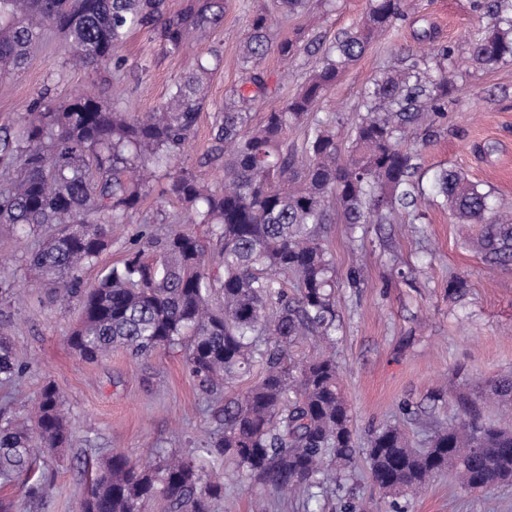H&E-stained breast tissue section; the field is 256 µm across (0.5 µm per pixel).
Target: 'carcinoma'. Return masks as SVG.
<instances>
[{
	"label": "carcinoma",
	"instance_id": "1",
	"mask_svg": "<svg viewBox=\"0 0 512 512\" xmlns=\"http://www.w3.org/2000/svg\"><path fill=\"white\" fill-rule=\"evenodd\" d=\"M405 0H371L365 18L342 32L301 90L252 123V110L274 98L261 68L270 50V22L253 14L243 45L245 76L224 103L211 131L208 158L224 160V186L208 188L174 161L189 146L216 55L200 56L167 100L130 120L119 106L77 95L52 104L33 100L15 127H0V226H20L40 239L28 255L31 287L48 288L80 307L69 342L83 360L121 347L135 358L187 344L185 362L207 392L233 387L255 366L262 377L224 399L217 429L200 451L231 460L260 483L313 498L355 471L357 448L341 393L334 346L336 271L321 240L329 200L344 222L383 224L395 206L416 207L412 178L417 153L402 146L407 127L426 111L445 116L458 90L455 72L438 65L423 79L414 69L374 80L354 126V146L340 153L336 114L317 119L302 154L288 149V127L308 118L339 74L404 17ZM493 24L472 42L473 59H512V0H485ZM224 18V0H0V85L18 76L48 30L84 69L121 70L114 54L134 29L152 32L172 54L189 48ZM302 38L277 45L284 60ZM163 172L162 193L181 202L189 224L210 225L224 267L211 278L206 249L180 225L147 256L135 243L122 264L92 286L83 272L107 247L112 232L132 223L149 192L151 169ZM436 196L460 224L480 225L478 247L491 266L512 265V221L493 215L490 193L455 170L434 177ZM295 282L297 296L283 288ZM312 335L322 351L296 359L292 349ZM24 371L0 336V383ZM482 396L512 410V374L482 385ZM448 426L436 427L422 448L396 425L375 429L365 449L371 478L382 491L405 495L451 469L466 491L512 484V427L485 422L479 395L448 400ZM71 442L64 404L52 384L42 387L33 415L0 423V480L29 477L45 448ZM141 464L114 450L84 500L82 512H144L157 497L168 512H216L224 484L213 482L192 455Z\"/></svg>",
	"mask_w": 512,
	"mask_h": 512
}]
</instances>
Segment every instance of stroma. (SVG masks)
<instances>
[{"label":"stroma","mask_w":512,"mask_h":512,"mask_svg":"<svg viewBox=\"0 0 512 512\" xmlns=\"http://www.w3.org/2000/svg\"><path fill=\"white\" fill-rule=\"evenodd\" d=\"M479 0H407V14L392 30L371 44L337 78L315 114L338 115L341 150L351 145L353 127L365 90L383 74L422 62L430 44L454 50L458 88L448 100L444 118L423 119L411 126L405 143L419 153L414 177L419 194L414 208H397L387 223L345 224L337 203H330V222L321 230L336 267V362L346 396L355 441L365 448L372 428L386 422L402 425L414 445H424L429 421L445 420L446 403L434 398L471 392L499 373L512 371V266L489 267L475 242L479 227L460 224L442 202L434 201L430 181L448 168L489 191L494 212L512 216V59L480 65L470 58V41L491 25ZM370 0H309L305 10L285 14L274 0H224V18L195 43L203 54L221 57L206 87L190 147L180 161L209 185H217L223 169L208 161L210 132L244 71L241 46L253 13L271 12L272 42L301 36L304 45L290 61L269 51L262 67L279 100L299 90L319 65L324 49L338 34L354 27ZM430 40H423V33ZM127 60L123 70L91 73L73 66L64 40L48 34L25 69L0 90V124L15 123L19 113L43 90L55 100L77 94L111 101L120 87L132 116L164 102L172 84L194 65L189 55H172L150 32L136 30L117 50ZM180 204L153 188L133 224L127 225L88 267L85 284L120 264L142 229L151 221L156 237L176 222ZM32 238L0 229V276L14 282L28 279ZM467 280L463 296L449 295L455 279ZM79 317L77 305L64 306L44 294H21L0 303V319L11 323V345L25 365L21 378L0 385V416L26 414L46 383L57 386L74 432L71 447L45 454L36 478L51 482L42 500L25 496L21 481L0 483V498L13 512H81L90 484L113 449L135 461L151 449L197 454L215 414L224 405L220 395L200 390L180 350H159L134 358L113 349L106 359L80 360L68 338ZM412 414H405L404 404ZM207 474L224 484L217 512H306L302 492L284 493L232 475V463L203 458ZM379 493L366 463L352 479L328 493L317 512H341L344 502L357 512H376ZM402 512H512V485L467 492L448 474L438 475L418 495L400 499Z\"/></svg>","instance_id":"1"}]
</instances>
